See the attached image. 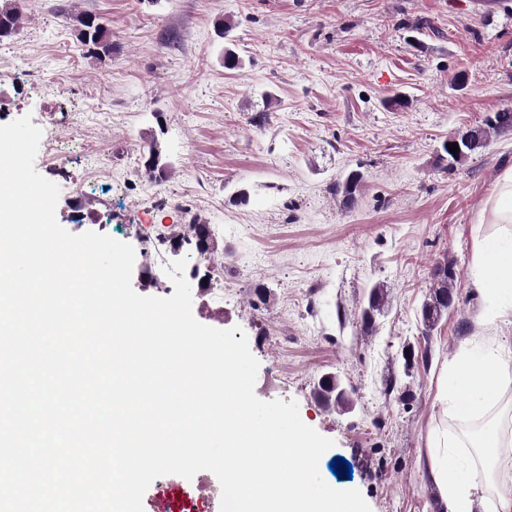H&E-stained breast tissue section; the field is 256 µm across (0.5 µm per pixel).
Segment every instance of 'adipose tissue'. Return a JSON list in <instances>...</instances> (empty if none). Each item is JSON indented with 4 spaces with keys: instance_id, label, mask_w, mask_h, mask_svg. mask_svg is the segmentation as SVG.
<instances>
[{
    "instance_id": "ef3b65f1",
    "label": "adipose tissue",
    "mask_w": 512,
    "mask_h": 512,
    "mask_svg": "<svg viewBox=\"0 0 512 512\" xmlns=\"http://www.w3.org/2000/svg\"><path fill=\"white\" fill-rule=\"evenodd\" d=\"M479 223L499 225L496 233L477 238L475 262L478 274L475 286L492 298L502 318L512 316V167L499 177L494 193L479 215ZM443 403L449 404L458 417L467 419L487 410L496 399L500 384V360L481 351L465 354L443 372ZM431 474L449 512H512V495L490 499L483 489L488 481L485 467L470 462L459 444L447 433L434 436L429 450Z\"/></svg>"
}]
</instances>
